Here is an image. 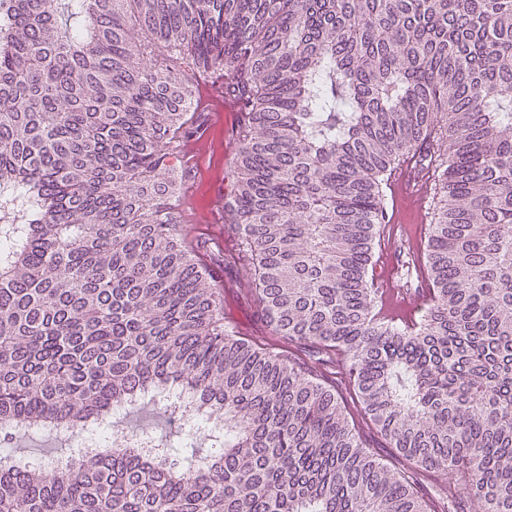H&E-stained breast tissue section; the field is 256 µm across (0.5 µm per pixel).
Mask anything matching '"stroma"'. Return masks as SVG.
Listing matches in <instances>:
<instances>
[{
  "label": "stroma",
  "mask_w": 512,
  "mask_h": 512,
  "mask_svg": "<svg viewBox=\"0 0 512 512\" xmlns=\"http://www.w3.org/2000/svg\"><path fill=\"white\" fill-rule=\"evenodd\" d=\"M237 118L226 112L210 113L204 130L191 132L193 161L167 177L173 198H180L186 186H194L192 199L178 209L180 233L185 244L195 250L208 277L219 285L224 300V322L240 336L254 340L274 352L292 354L297 361L312 362V349L268 336L259 304L248 287L251 270L237 258L234 245L238 229L231 217L215 223L210 219L215 194H229L233 158L238 149ZM320 380L335 391L345 406L353 432L363 447L390 469L401 472L424 501L439 505L444 475L428 478L417 474L381 435L363 409L356 389L350 385L344 363L323 359L317 365Z\"/></svg>",
  "instance_id": "obj_1"
}]
</instances>
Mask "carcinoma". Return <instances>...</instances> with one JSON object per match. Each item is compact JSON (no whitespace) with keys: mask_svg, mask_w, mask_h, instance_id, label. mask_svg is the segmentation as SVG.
Instances as JSON below:
<instances>
[{"mask_svg":"<svg viewBox=\"0 0 512 512\" xmlns=\"http://www.w3.org/2000/svg\"><path fill=\"white\" fill-rule=\"evenodd\" d=\"M0 40V429L91 428L185 394L149 452L0 464V512H426L312 368L238 336L152 193L196 77L244 104L230 208L272 336L347 365L379 431L512 512V0H8ZM175 49V72L144 63ZM447 207L425 309L376 318L389 176L419 143Z\"/></svg>","mask_w":512,"mask_h":512,"instance_id":"obj_1","label":"carcinoma"}]
</instances>
